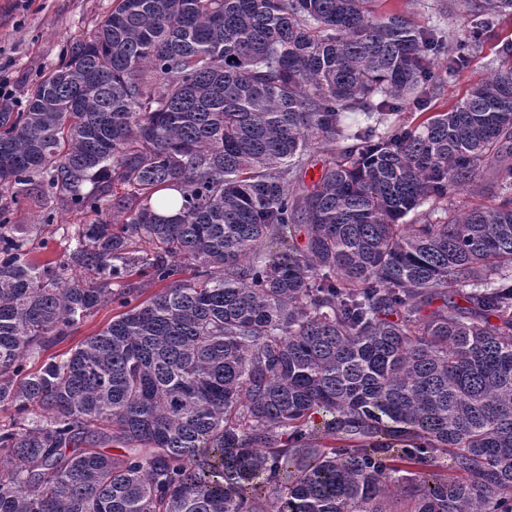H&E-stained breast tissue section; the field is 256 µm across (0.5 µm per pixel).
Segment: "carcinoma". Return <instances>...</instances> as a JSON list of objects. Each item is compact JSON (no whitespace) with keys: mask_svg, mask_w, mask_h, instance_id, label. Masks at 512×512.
Segmentation results:
<instances>
[{"mask_svg":"<svg viewBox=\"0 0 512 512\" xmlns=\"http://www.w3.org/2000/svg\"><path fill=\"white\" fill-rule=\"evenodd\" d=\"M378 2L112 0L0 97V512H512V50L390 123L464 58ZM45 230L40 236H38V241H43V246L39 245V242H35L33 245L34 253L32 254L36 260L44 261V260H53L59 259L63 256L66 248L68 246V242L61 233H56L52 237ZM117 303L108 304L101 307L85 322L79 324L77 329L68 336L64 341L50 348L49 350L40 354V357H31L27 360V365L30 370H35L41 366L44 360L55 354H63L71 349L79 346L88 336L102 329L111 319L112 315L118 311Z\"/></svg>","mask_w":512,"mask_h":512,"instance_id":"carcinoma-1","label":"carcinoma"}]
</instances>
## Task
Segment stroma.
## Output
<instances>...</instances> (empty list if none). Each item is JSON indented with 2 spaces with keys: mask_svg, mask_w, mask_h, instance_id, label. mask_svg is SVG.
<instances>
[{
  "mask_svg": "<svg viewBox=\"0 0 512 512\" xmlns=\"http://www.w3.org/2000/svg\"><path fill=\"white\" fill-rule=\"evenodd\" d=\"M464 0H382L384 12L410 16L418 25L440 30L449 44L464 38L478 19L463 7ZM112 8V0H0V78L9 80L15 99H23L26 76L55 67L67 40L93 32ZM512 42V16L496 22L465 65L449 72L438 59L441 75L432 98L435 109L448 108L478 81L490 77L500 63V50Z\"/></svg>",
  "mask_w": 512,
  "mask_h": 512,
  "instance_id": "35a3bbf8",
  "label": "stroma"
}]
</instances>
